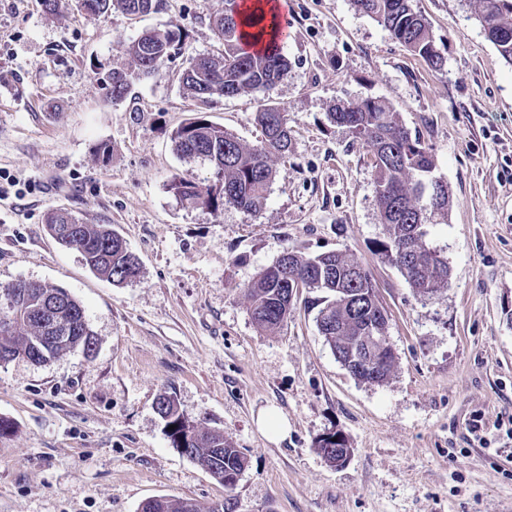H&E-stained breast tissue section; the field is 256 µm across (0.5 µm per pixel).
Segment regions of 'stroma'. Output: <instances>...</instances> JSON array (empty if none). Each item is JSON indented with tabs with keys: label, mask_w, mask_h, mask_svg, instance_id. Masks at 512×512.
<instances>
[{
	"label": "stroma",
	"mask_w": 512,
	"mask_h": 512,
	"mask_svg": "<svg viewBox=\"0 0 512 512\" xmlns=\"http://www.w3.org/2000/svg\"><path fill=\"white\" fill-rule=\"evenodd\" d=\"M287 2V76L201 107L183 71L223 52L213 20L224 0H163L138 19L0 0V288L65 289L94 341L43 365H0V418L13 425L0 437V512H141L157 496L204 512H512V64L474 0H412L445 58L439 72L350 0ZM149 28L181 32L183 50L113 103L100 75L129 67L125 42ZM367 98L421 135L452 197L426 238L449 285L429 298L378 263L367 151L329 117ZM265 99L288 113L291 153L264 208L183 205L171 181L208 186L212 170L176 153L177 127L201 110L252 146ZM56 208L112 225L139 277L114 284L59 245L45 226ZM291 249L371 269L396 351L385 383L337 360L316 322L321 293L300 294L275 331L253 323L247 287ZM166 393L245 454L233 490L172 446L156 410ZM269 408L287 419L285 440L260 430ZM330 432L352 448L344 466L317 451Z\"/></svg>",
	"instance_id": "stroma-1"
}]
</instances>
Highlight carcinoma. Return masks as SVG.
Here are the masks:
<instances>
[{"instance_id": "carcinoma-1", "label": "carcinoma", "mask_w": 512, "mask_h": 512, "mask_svg": "<svg viewBox=\"0 0 512 512\" xmlns=\"http://www.w3.org/2000/svg\"><path fill=\"white\" fill-rule=\"evenodd\" d=\"M354 7L371 17L389 35L429 68L440 71L445 65L433 36L420 12L410 0H351ZM478 18L487 39L503 59L512 63V0H477ZM80 9L105 14L119 8L137 19L157 11L160 0H78ZM240 0H225L224 15L214 20V31L224 43L221 55L190 59L183 73V86L201 104L215 95L234 97L241 93L268 90L288 73V60L277 43L259 51L243 44L242 26L256 27L263 16L252 15L241 21ZM183 48L181 33L170 29L142 32L126 44L132 66L114 68L101 77L112 101L126 98L134 80L159 72L172 53ZM333 122L349 129L366 148L374 176L378 213L384 239L378 244L381 262L396 267L412 290L429 296L448 287V264L435 250L426 247L428 227L447 220L450 209L448 186L434 180V156L421 136L411 134L399 113L384 101L368 98L360 103H338L332 108ZM261 128L259 144L247 146L221 126L210 123L197 112L174 132L178 153L200 158L213 171L222 172V190L202 187L187 178L170 183L174 195L187 197V205L201 206L214 214L224 206L258 212L268 198L274 177L273 162L288 158L290 137L288 113L279 106L264 103L255 112ZM49 229L62 227L55 240L77 250L95 274L122 284L139 276L140 263L124 239L111 226L87 224L66 211L47 214ZM288 269L299 274L315 267L324 272L320 289L327 293L319 314L328 322L320 332L333 352L347 354L353 339L368 323L375 334L386 335L385 325L376 322L382 305L370 271L359 280L349 278L363 265L342 253L327 258L286 251ZM63 298H58V294ZM251 317L261 330H274L288 320V291L273 267L261 271L247 288ZM93 345L82 305L61 288L19 281L0 289V353L26 354L35 351L49 362L61 354ZM157 410L167 425L174 426L168 437L174 447L183 443L177 436L190 431L188 457L200 462L219 483L227 474L242 469L246 457L224 434L198 425L180 409L176 399L162 396ZM143 512H203L195 503L186 508L184 500L165 499V504L148 505Z\"/></svg>"}]
</instances>
